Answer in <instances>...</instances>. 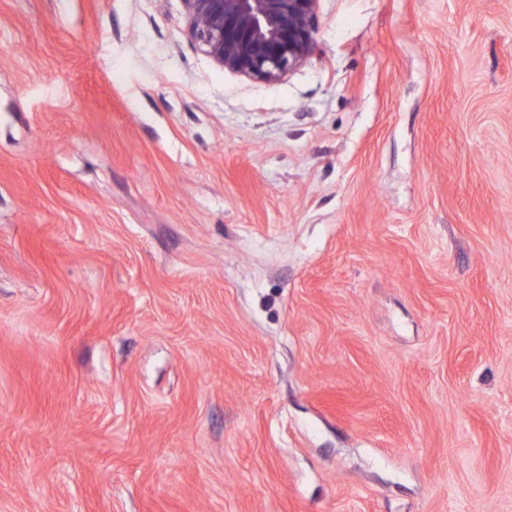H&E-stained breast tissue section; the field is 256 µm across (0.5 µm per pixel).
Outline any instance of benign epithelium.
Wrapping results in <instances>:
<instances>
[{"instance_id": "7a95c632", "label": "benign epithelium", "mask_w": 512, "mask_h": 512, "mask_svg": "<svg viewBox=\"0 0 512 512\" xmlns=\"http://www.w3.org/2000/svg\"><path fill=\"white\" fill-rule=\"evenodd\" d=\"M190 37L220 67L273 82L315 47L318 0H182Z\"/></svg>"}]
</instances>
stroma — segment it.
<instances>
[{"mask_svg":"<svg viewBox=\"0 0 512 512\" xmlns=\"http://www.w3.org/2000/svg\"><path fill=\"white\" fill-rule=\"evenodd\" d=\"M0 512H512V0H0ZM190 37L217 65L278 81L315 47L318 0H182Z\"/></svg>","mask_w":512,"mask_h":512,"instance_id":"stroma-1","label":"stroma"}]
</instances>
